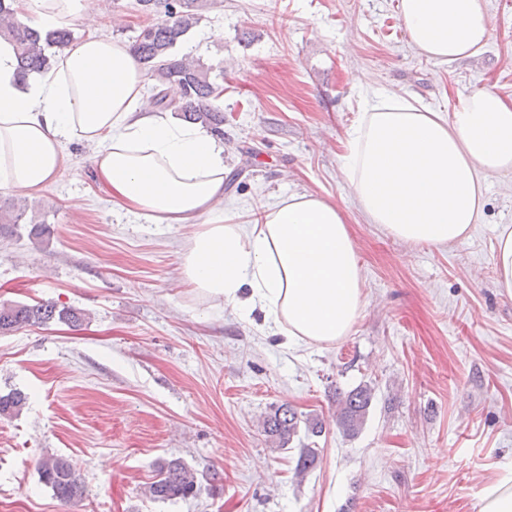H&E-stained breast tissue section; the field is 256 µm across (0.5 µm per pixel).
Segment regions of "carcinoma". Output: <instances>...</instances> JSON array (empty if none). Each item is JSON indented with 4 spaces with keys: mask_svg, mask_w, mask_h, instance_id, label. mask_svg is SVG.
I'll return each instance as SVG.
<instances>
[{
    "mask_svg": "<svg viewBox=\"0 0 512 512\" xmlns=\"http://www.w3.org/2000/svg\"><path fill=\"white\" fill-rule=\"evenodd\" d=\"M138 9L147 14H158L160 20L146 27L135 37L132 50L155 81L149 105L170 109L180 119L206 128L213 135L224 136V111L214 104L218 84L211 77V69L175 53L179 40L202 20L199 0H136ZM14 0H0V37L10 41L16 50L22 76L38 74L51 67L53 48H62L74 39L72 31L63 28L43 32L15 20ZM175 83L182 91L181 104L174 106L157 92L161 86ZM25 207L14 200L0 202V230L24 223ZM85 314L73 307L58 306L54 302L18 304L0 307V334H7L25 326H41L51 322L78 326ZM373 389L368 385L338 393L336 424L346 437L357 435L368 415ZM26 403L20 391L0 395V418L17 415ZM307 431L318 437L322 425L313 419L302 420L287 405L275 407L262 421L267 439L284 450L297 435L300 422ZM316 461V449H299L296 472L305 474ZM40 479L49 486L54 496L64 504L83 498L85 486L71 461L63 456L51 455L39 464ZM198 484L194 473L179 458L162 459L155 467L153 480L144 487V494L154 501H173L192 497Z\"/></svg>",
    "mask_w": 512,
    "mask_h": 512,
    "instance_id": "cac0c4a2",
    "label": "carcinoma"
}]
</instances>
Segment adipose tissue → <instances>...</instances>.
Instances as JSON below:
<instances>
[{
    "label": "adipose tissue",
    "instance_id": "ef3b65f1",
    "mask_svg": "<svg viewBox=\"0 0 512 512\" xmlns=\"http://www.w3.org/2000/svg\"><path fill=\"white\" fill-rule=\"evenodd\" d=\"M16 10L35 28L90 31L26 81L0 38V192L40 194L71 167L66 143L93 145L92 168L113 201L192 227L182 281L193 292L260 312L287 348L351 332L365 284L335 203L292 194L248 218L225 202L223 145L145 106L141 64L126 43L93 31L87 0H16ZM399 18L417 52L440 64L476 54L493 33L484 0H400ZM359 84L369 94L341 167L368 222L415 245L468 237L487 179L512 176V101L479 90L444 115L371 91L368 78Z\"/></svg>",
    "mask_w": 512,
    "mask_h": 512
}]
</instances>
